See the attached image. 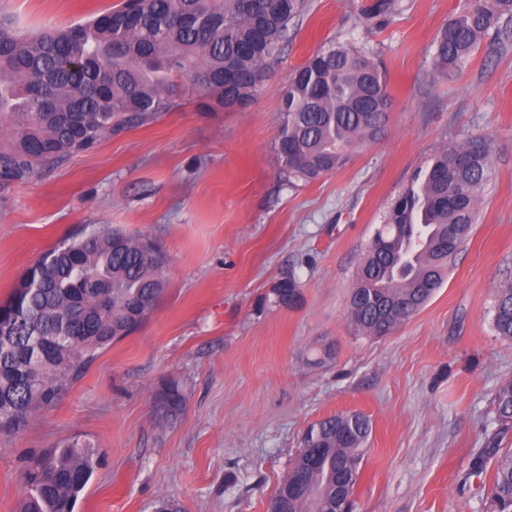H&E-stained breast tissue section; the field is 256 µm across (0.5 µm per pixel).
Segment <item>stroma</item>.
Returning <instances> with one entry per match:
<instances>
[{"label": "stroma", "instance_id": "1", "mask_svg": "<svg viewBox=\"0 0 512 512\" xmlns=\"http://www.w3.org/2000/svg\"><path fill=\"white\" fill-rule=\"evenodd\" d=\"M122 0H0L37 33L100 15ZM369 0H311L245 108H179L105 134L29 181L0 186V301L44 252L99 226L156 241L166 292L132 334L100 353L55 406L0 438V512H19L21 471L77 437L99 464L74 512H266L307 429L326 416L371 421L352 512H486L491 469L512 448L492 405L512 377V340L496 336L497 284L512 280V27L482 42L455 78L432 70V43L459 0H401L365 27ZM369 48L392 110L382 140L344 168L289 183L273 158L281 91L322 46ZM488 139L494 177L448 277L384 337L347 317L360 259L389 203L442 146ZM294 277L300 297L273 294ZM333 360L316 364L323 344ZM182 388L178 419L152 396ZM161 386H163L162 388L165 389L169 395L170 407L168 413H160L159 421L169 423L181 412L185 402V395L175 382L163 383ZM161 389L154 394L152 405L155 403Z\"/></svg>", "mask_w": 512, "mask_h": 512}]
</instances>
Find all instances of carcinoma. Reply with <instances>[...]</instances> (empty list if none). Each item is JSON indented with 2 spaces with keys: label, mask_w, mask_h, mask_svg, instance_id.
Returning <instances> with one entry per match:
<instances>
[{
  "label": "carcinoma",
  "mask_w": 512,
  "mask_h": 512,
  "mask_svg": "<svg viewBox=\"0 0 512 512\" xmlns=\"http://www.w3.org/2000/svg\"><path fill=\"white\" fill-rule=\"evenodd\" d=\"M309 0H126L65 29L22 34L0 22V183H22L92 147L106 133L144 124L195 92L208 111L246 106L271 76L289 27ZM399 0H372L370 23L399 11ZM512 21V0H460L438 32L432 63L454 77L491 34ZM391 98L371 53L350 44L313 53L289 78L274 141L280 173L311 182L344 167L355 148L380 140ZM490 144L469 139L442 147L394 199L365 249L348 297L354 331L377 336L415 315L441 288L478 221L492 178ZM167 255L149 238L110 227L42 254L0 303V435L25 428L55 405L100 351L135 330L166 290ZM294 304L298 282L280 281ZM492 325L512 340V282L496 288ZM169 423L185 395L167 382ZM492 404L512 427V378ZM371 431L360 413L312 425L270 502L271 512H350L339 498L336 467L348 491L357 483ZM97 467L93 447L67 441L22 472L21 512H73ZM489 489L495 512H512V448L494 455Z\"/></svg>",
  "instance_id": "obj_1"
}]
</instances>
